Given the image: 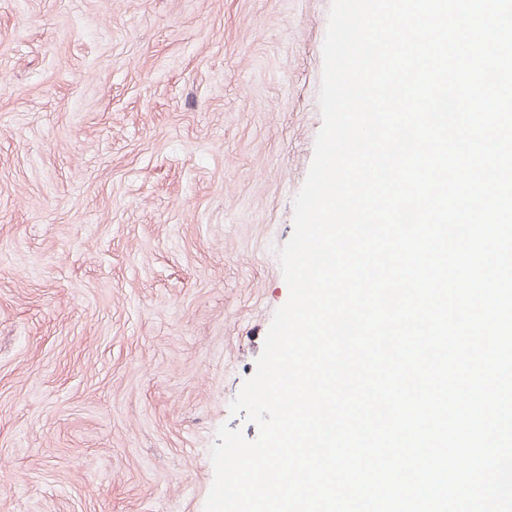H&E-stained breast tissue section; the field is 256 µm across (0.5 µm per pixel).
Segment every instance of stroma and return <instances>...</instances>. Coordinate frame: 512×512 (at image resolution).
I'll return each mask as SVG.
<instances>
[{"mask_svg":"<svg viewBox=\"0 0 512 512\" xmlns=\"http://www.w3.org/2000/svg\"><path fill=\"white\" fill-rule=\"evenodd\" d=\"M331 0H0V512H203L289 296Z\"/></svg>","mask_w":512,"mask_h":512,"instance_id":"1","label":"stroma"}]
</instances>
